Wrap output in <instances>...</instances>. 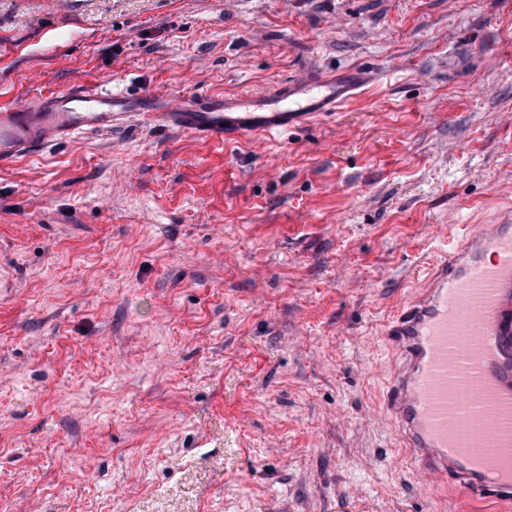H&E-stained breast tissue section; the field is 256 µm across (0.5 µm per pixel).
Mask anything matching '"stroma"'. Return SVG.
<instances>
[{
	"label": "stroma",
	"mask_w": 512,
	"mask_h": 512,
	"mask_svg": "<svg viewBox=\"0 0 512 512\" xmlns=\"http://www.w3.org/2000/svg\"><path fill=\"white\" fill-rule=\"evenodd\" d=\"M309 67L382 81L272 141L139 123L0 167V512H473L375 402L448 233L512 223V0H0V106Z\"/></svg>",
	"instance_id": "1"
}]
</instances>
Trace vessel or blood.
I'll return each instance as SVG.
<instances>
[{
  "mask_svg": "<svg viewBox=\"0 0 512 512\" xmlns=\"http://www.w3.org/2000/svg\"><path fill=\"white\" fill-rule=\"evenodd\" d=\"M368 72L306 77L270 92L133 95L110 73L91 83L29 93L0 107V165L87 132L133 120L224 146L274 139L335 116ZM393 354L381 409L418 475L469 496L512 502V224H465L424 288L385 326Z\"/></svg>",
  "mask_w": 512,
  "mask_h": 512,
  "instance_id": "obj_1",
  "label": "vessel or blood"
}]
</instances>
